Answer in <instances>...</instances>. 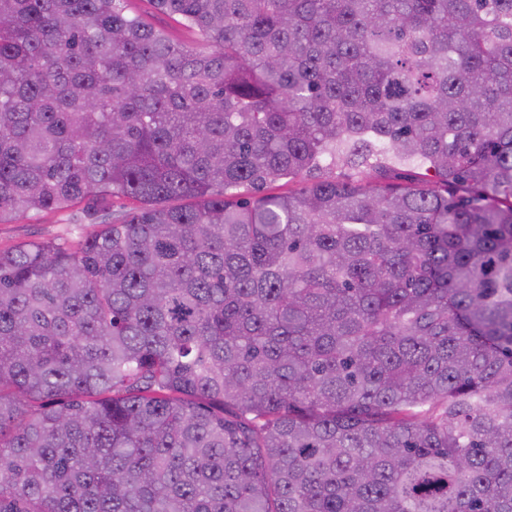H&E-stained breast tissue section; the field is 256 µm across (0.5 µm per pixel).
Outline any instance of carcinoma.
Instances as JSON below:
<instances>
[{
	"label": "carcinoma",
	"mask_w": 512,
	"mask_h": 512,
	"mask_svg": "<svg viewBox=\"0 0 512 512\" xmlns=\"http://www.w3.org/2000/svg\"><path fill=\"white\" fill-rule=\"evenodd\" d=\"M124 2L0 0V512H512V0ZM127 8L143 15L155 28L165 30L173 38L182 42H191L195 35L186 30L177 16H167L154 11L147 0H127ZM60 216L42 213L28 215L12 224H0V248H8L26 241H39L60 235L67 224H59Z\"/></svg>",
	"instance_id": "cac0c4a2"
}]
</instances>
